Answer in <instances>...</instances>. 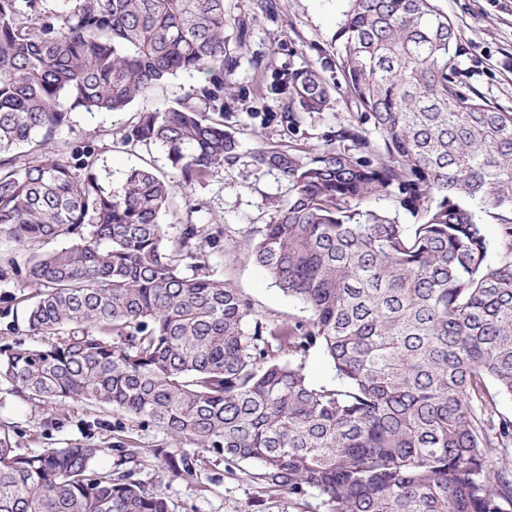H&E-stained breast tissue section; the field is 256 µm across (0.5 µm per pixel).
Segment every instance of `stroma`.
Segmentation results:
<instances>
[{
    "label": "stroma",
    "mask_w": 512,
    "mask_h": 512,
    "mask_svg": "<svg viewBox=\"0 0 512 512\" xmlns=\"http://www.w3.org/2000/svg\"><path fill=\"white\" fill-rule=\"evenodd\" d=\"M224 5L232 15L254 19L245 59L229 78L234 89L252 86L254 71L248 62L252 56L274 58L286 70L323 66L327 77H341L334 66V39L346 0H279L278 15L272 20L254 18V0H225ZM436 5L462 33V81L496 106L512 111V0H436ZM193 82L189 74H180L125 112L71 113L41 150L66 159L74 145L92 142L95 172L106 185L119 183L129 168L145 163L169 172L165 149L139 142L124 145L120 136L135 122L137 112L165 106L184 95ZM356 112L353 100L337 94L332 109L305 116L298 148L312 152L322 147L337 125L352 120ZM234 130L239 142L236 162L216 169L190 195L176 196L162 217L167 238L175 240L188 222L221 232L222 247L207 252L210 275L230 280L263 317H304L302 304L284 295L265 270L241 252L247 238L276 221V204L289 194L279 172L256 166L251 159L261 142L279 141V131L273 125L260 126L244 111L239 112ZM234 250L239 253L235 259L230 256ZM0 424L10 427L22 452L74 444L102 449L98 470L133 471L135 480L166 497L171 512H323L318 496L298 501L262 489L254 478L257 463L227 470L222 455L108 407L66 400L49 409L0 382ZM123 447L134 450L135 458L123 460L119 453ZM176 449L187 455L192 476L174 480L166 473L160 453Z\"/></svg>",
    "instance_id": "35a3bbf8"
}]
</instances>
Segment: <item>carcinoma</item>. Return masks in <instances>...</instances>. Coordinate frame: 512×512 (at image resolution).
Masks as SVG:
<instances>
[{"instance_id":"1","label":"carcinoma","mask_w":512,"mask_h":512,"mask_svg":"<svg viewBox=\"0 0 512 512\" xmlns=\"http://www.w3.org/2000/svg\"><path fill=\"white\" fill-rule=\"evenodd\" d=\"M0 0V235L27 251L0 260L25 288L27 328L48 342L0 346V381L47 404L87 401L146 418L224 455L256 461L265 489L317 495L325 512H512V217L499 251L481 213L512 211V112L458 81L461 34L433 0H348L336 35L345 93L359 107L307 156L264 143L259 165L288 181L278 218L249 258L309 316L268 319L207 273L200 224L167 239L160 216L237 158L224 120L247 96L226 82L251 36L224 0ZM285 98L261 117L298 134L339 87L309 65L252 59ZM195 83L138 113L121 142L159 144L173 172L130 168L106 189L96 148L71 160L10 155L71 112H125L171 78ZM378 134L372 143L365 128ZM384 197L412 222L366 203ZM319 347L338 384L309 381ZM100 448L19 453L0 427V512H170L127 471L97 470ZM172 478L192 474L162 451Z\"/></svg>"}]
</instances>
